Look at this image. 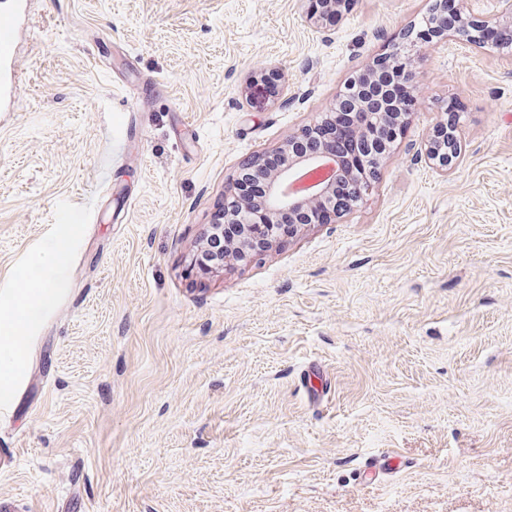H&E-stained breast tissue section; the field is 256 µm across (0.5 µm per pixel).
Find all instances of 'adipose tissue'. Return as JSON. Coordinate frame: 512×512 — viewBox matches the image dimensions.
<instances>
[{
    "label": "adipose tissue",
    "mask_w": 512,
    "mask_h": 512,
    "mask_svg": "<svg viewBox=\"0 0 512 512\" xmlns=\"http://www.w3.org/2000/svg\"><path fill=\"white\" fill-rule=\"evenodd\" d=\"M51 301L50 290L19 289L11 316L0 323V400L11 395L12 381L22 364L29 321Z\"/></svg>",
    "instance_id": "obj_1"
}]
</instances>
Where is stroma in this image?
<instances>
[{"label": "stroma", "mask_w": 512, "mask_h": 512, "mask_svg": "<svg viewBox=\"0 0 512 512\" xmlns=\"http://www.w3.org/2000/svg\"><path fill=\"white\" fill-rule=\"evenodd\" d=\"M310 3L28 0L0 106V313L23 284L55 301L0 410V512H512L500 50L412 53L418 102L366 204L218 277L185 261L243 162L431 12ZM259 69L278 79L261 106ZM450 113L443 176L415 148ZM388 452L397 473L364 475ZM66 259V242L59 240L48 251L40 252L32 258V264L46 274L62 266Z\"/></svg>", "instance_id": "1"}]
</instances>
